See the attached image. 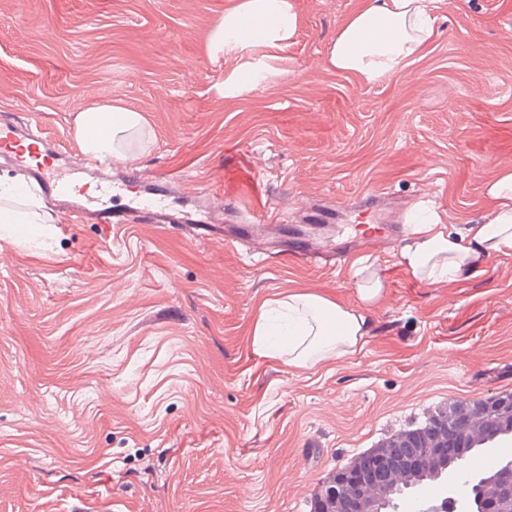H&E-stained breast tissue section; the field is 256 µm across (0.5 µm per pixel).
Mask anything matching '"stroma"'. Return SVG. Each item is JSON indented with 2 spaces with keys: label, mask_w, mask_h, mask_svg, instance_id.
I'll return each mask as SVG.
<instances>
[{
  "label": "stroma",
  "mask_w": 512,
  "mask_h": 512,
  "mask_svg": "<svg viewBox=\"0 0 512 512\" xmlns=\"http://www.w3.org/2000/svg\"><path fill=\"white\" fill-rule=\"evenodd\" d=\"M234 0H0V119L77 147L99 101L141 111L150 139L120 178L125 224L45 204L0 237V512H311L329 472L456 399L512 391V252L427 284L384 283L351 356L305 371L259 355L260 306L298 291L353 304L354 269L295 261L436 210L462 238L512 169V0H433L422 56L374 83L326 63L362 0H295L261 83L226 93L240 56L208 34ZM163 194L174 216L144 210ZM289 219L281 250L227 238L246 206Z\"/></svg>",
  "instance_id": "35a3bbf8"
}]
</instances>
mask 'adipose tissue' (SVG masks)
Returning <instances> with one entry per match:
<instances>
[{
    "label": "adipose tissue",
    "instance_id": "adipose-tissue-1",
    "mask_svg": "<svg viewBox=\"0 0 512 512\" xmlns=\"http://www.w3.org/2000/svg\"><path fill=\"white\" fill-rule=\"evenodd\" d=\"M433 23L432 0H364L337 29L327 63L365 81L378 80L420 55ZM298 25L293 0H237L211 29L206 49L216 58L257 44L275 48L288 42ZM99 126L105 134L91 135V128ZM146 126L141 112L107 101L78 114L75 137L83 152L126 164L139 157ZM485 193L495 206L485 221L468 227L470 246L447 232L438 216L416 223L413 243L399 253L400 264L414 279L428 284L452 279L471 268L474 255L512 251V169L501 171ZM382 290L381 276L371 271L355 279L356 302L350 306L305 292L265 302L253 328L256 350L299 369L355 354L369 331L362 309Z\"/></svg>",
    "mask_w": 512,
    "mask_h": 512
}]
</instances>
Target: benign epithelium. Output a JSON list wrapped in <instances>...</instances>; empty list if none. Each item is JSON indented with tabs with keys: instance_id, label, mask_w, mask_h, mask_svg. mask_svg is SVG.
Segmentation results:
<instances>
[{
	"instance_id": "benign-epithelium-1",
	"label": "benign epithelium",
	"mask_w": 512,
	"mask_h": 512,
	"mask_svg": "<svg viewBox=\"0 0 512 512\" xmlns=\"http://www.w3.org/2000/svg\"><path fill=\"white\" fill-rule=\"evenodd\" d=\"M497 394L472 401L475 429L466 430L458 441L477 436V429L492 438L512 434V409H505ZM437 474L435 492L412 500L416 512H447L448 492L461 494L468 512H512V460H496L482 475L457 467L452 448H395L381 444L352 465L332 471L319 486L313 512H397L398 493L417 486L416 478L429 467Z\"/></svg>"
}]
</instances>
